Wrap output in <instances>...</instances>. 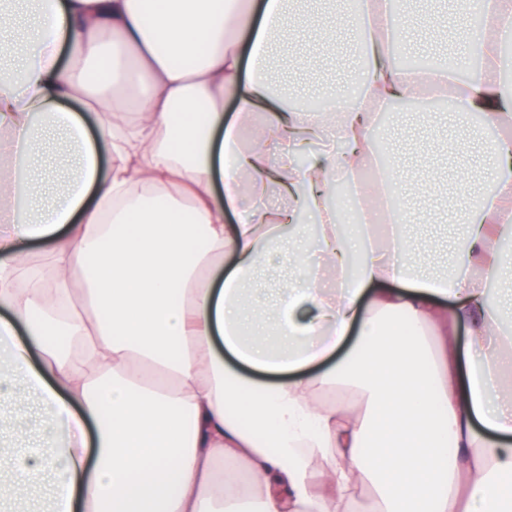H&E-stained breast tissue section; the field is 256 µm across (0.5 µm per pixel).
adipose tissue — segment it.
Segmentation results:
<instances>
[{
    "instance_id": "1",
    "label": "adipose tissue",
    "mask_w": 512,
    "mask_h": 512,
    "mask_svg": "<svg viewBox=\"0 0 512 512\" xmlns=\"http://www.w3.org/2000/svg\"><path fill=\"white\" fill-rule=\"evenodd\" d=\"M0 0L21 38L0 75V405L30 394L0 456L12 500L49 489V512H512V334L489 286L512 271V0L448 19L422 0H359L307 24L357 30L363 98L320 115L275 91L265 64L295 0ZM483 67L404 72L411 26ZM250 35L242 55L241 35ZM451 95L488 146L494 193L468 185L451 279L408 262L399 166L372 161L377 111ZM132 116L116 119L123 93ZM237 110L225 116V100ZM71 146L59 188L45 143ZM362 204L354 230L330 200ZM279 201L265 205L266 197ZM310 214L316 260L299 221ZM48 276L30 277L34 242ZM283 272L273 295L259 270ZM466 336H459V326ZM356 400H321L322 392Z\"/></svg>"
}]
</instances>
